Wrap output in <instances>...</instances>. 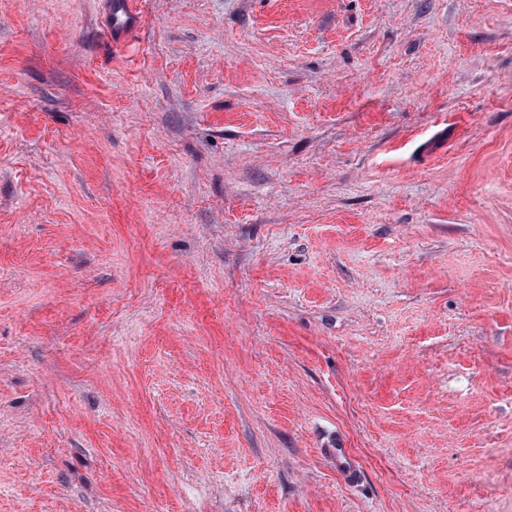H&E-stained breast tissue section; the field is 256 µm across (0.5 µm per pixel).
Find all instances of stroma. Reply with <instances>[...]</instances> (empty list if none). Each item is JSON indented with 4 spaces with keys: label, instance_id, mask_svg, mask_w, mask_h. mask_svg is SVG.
<instances>
[{
    "label": "stroma",
    "instance_id": "stroma-1",
    "mask_svg": "<svg viewBox=\"0 0 512 512\" xmlns=\"http://www.w3.org/2000/svg\"><path fill=\"white\" fill-rule=\"evenodd\" d=\"M134 2L0 0V512H512V0ZM143 22L142 15L130 2L110 0L107 4L106 31L112 43L119 44L127 35L138 29Z\"/></svg>",
    "mask_w": 512,
    "mask_h": 512
}]
</instances>
